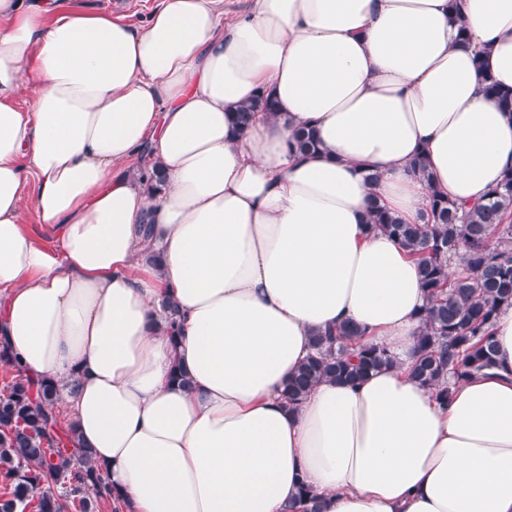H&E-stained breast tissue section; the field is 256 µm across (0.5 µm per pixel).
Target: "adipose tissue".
Here are the masks:
<instances>
[{
    "label": "adipose tissue",
    "instance_id": "1",
    "mask_svg": "<svg viewBox=\"0 0 512 512\" xmlns=\"http://www.w3.org/2000/svg\"><path fill=\"white\" fill-rule=\"evenodd\" d=\"M489 84L512 89V0H160L141 26L0 0V345L61 387L123 512H284L303 484L326 512H512V307L439 401L410 374L419 262L367 222L502 182ZM344 322L395 366L289 405Z\"/></svg>",
    "mask_w": 512,
    "mask_h": 512
}]
</instances>
